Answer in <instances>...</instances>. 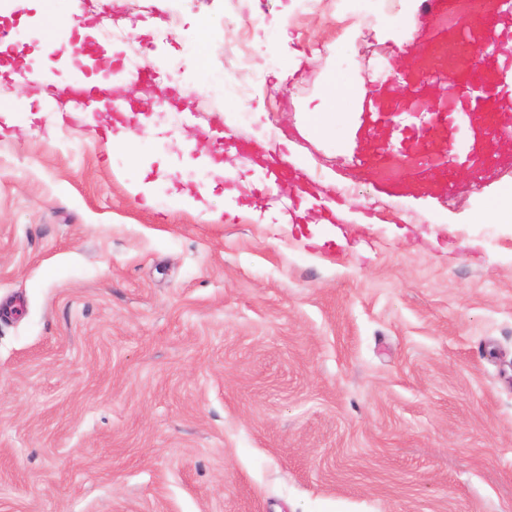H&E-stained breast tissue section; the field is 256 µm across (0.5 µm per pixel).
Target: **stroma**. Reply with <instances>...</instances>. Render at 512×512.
Returning <instances> with one entry per match:
<instances>
[{
    "instance_id": "obj_1",
    "label": "stroma",
    "mask_w": 512,
    "mask_h": 512,
    "mask_svg": "<svg viewBox=\"0 0 512 512\" xmlns=\"http://www.w3.org/2000/svg\"><path fill=\"white\" fill-rule=\"evenodd\" d=\"M406 6L102 0L84 34L74 0L0 8V65L35 86L0 135V512H512V224L479 220L512 149L393 196L362 175L356 102L328 135L306 127L330 76L383 80L414 46L376 32ZM81 44L109 65L161 54L164 103L112 91L127 145H106L113 115H40V76L76 82ZM213 115L233 143L300 156L288 190L242 152L214 185L185 163L179 139L212 152ZM330 172L373 222L315 245L321 206L289 230L276 214ZM186 187L204 210L174 206Z\"/></svg>"
}]
</instances>
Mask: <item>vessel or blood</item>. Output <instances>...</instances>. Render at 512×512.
Segmentation results:
<instances>
[{"mask_svg":"<svg viewBox=\"0 0 512 512\" xmlns=\"http://www.w3.org/2000/svg\"><path fill=\"white\" fill-rule=\"evenodd\" d=\"M424 24L420 26V47L447 50L452 74L444 87L445 99L432 126L405 136V145L397 152H385L369 160L370 172L379 174L383 187L396 190L406 171H414L425 180L436 178L447 168L432 143L435 138H452L459 116H468L475 140L459 161L473 171L489 164V147L502 138L512 137V98L484 95V87L512 74V59L499 58L493 51L497 41L512 38V0H422ZM450 15L456 20L447 33L429 26L430 18ZM438 66L417 57L403 66L404 76L420 82L437 78ZM406 103H387L378 95L365 104L376 122H385L388 112H402Z\"/></svg>","mask_w":512,"mask_h":512,"instance_id":"b4317fda","label":"vessel or blood"}]
</instances>
